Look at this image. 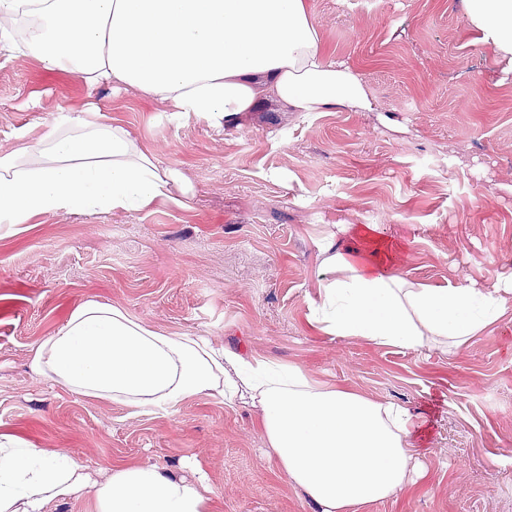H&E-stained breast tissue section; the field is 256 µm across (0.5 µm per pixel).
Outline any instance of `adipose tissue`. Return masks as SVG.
Here are the masks:
<instances>
[{"instance_id": "1", "label": "adipose tissue", "mask_w": 512, "mask_h": 512, "mask_svg": "<svg viewBox=\"0 0 512 512\" xmlns=\"http://www.w3.org/2000/svg\"><path fill=\"white\" fill-rule=\"evenodd\" d=\"M473 25L512 57V0H464ZM0 49L64 72L88 91L137 90L171 121L231 126L275 103L283 112H376L360 74L327 56L311 0H0ZM183 173L95 104L58 108L52 129L0 153V224L57 213H134L179 204ZM382 224H339L318 243L311 324L379 347L448 353L512 310V276L481 288L435 286L403 271ZM34 375L83 396L166 412L206 397L253 412L278 474L312 512H364L424 482L428 421L395 401L325 383L294 364L148 326L89 297L33 351ZM91 490L96 512H212L195 484L153 464L116 465L103 480L62 452L0 434V512H46Z\"/></svg>"}]
</instances>
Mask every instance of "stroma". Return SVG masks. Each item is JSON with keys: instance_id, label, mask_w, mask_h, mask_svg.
<instances>
[{"instance_id": "1", "label": "stroma", "mask_w": 512, "mask_h": 512, "mask_svg": "<svg viewBox=\"0 0 512 512\" xmlns=\"http://www.w3.org/2000/svg\"><path fill=\"white\" fill-rule=\"evenodd\" d=\"M327 52L363 77L378 112L243 113L216 131L168 122L134 89L87 93L0 51V152L96 102L162 164L184 205L47 214L0 227V434L63 451L104 479L151 463L208 489L216 512H310L279 477L251 414L206 398L138 412L29 369L33 348L84 298L150 326L298 364L429 419L427 485L365 512H512V318L451 354L328 336L308 324L318 242L333 224H385L411 277L512 273V59L462 0H312Z\"/></svg>"}]
</instances>
